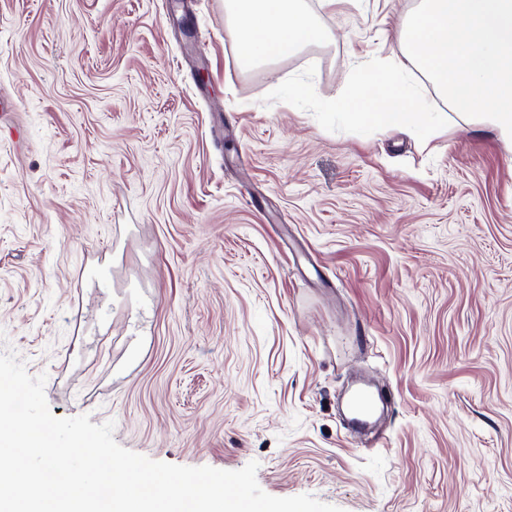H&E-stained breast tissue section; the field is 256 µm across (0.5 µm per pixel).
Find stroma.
<instances>
[{
	"label": "stroma",
	"instance_id": "35a3bbf8",
	"mask_svg": "<svg viewBox=\"0 0 512 512\" xmlns=\"http://www.w3.org/2000/svg\"><path fill=\"white\" fill-rule=\"evenodd\" d=\"M418 2L302 0L326 40L246 70L224 0H0V352L54 416L343 512H512V145L423 77L425 143L263 102L401 54ZM359 373L393 401L354 436Z\"/></svg>",
	"mask_w": 512,
	"mask_h": 512
}]
</instances>
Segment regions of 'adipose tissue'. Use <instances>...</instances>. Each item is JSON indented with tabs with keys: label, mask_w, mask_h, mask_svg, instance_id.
<instances>
[{
	"label": "adipose tissue",
	"mask_w": 512,
	"mask_h": 512,
	"mask_svg": "<svg viewBox=\"0 0 512 512\" xmlns=\"http://www.w3.org/2000/svg\"><path fill=\"white\" fill-rule=\"evenodd\" d=\"M235 27V48L246 66H262L297 52L323 33L300 0H225Z\"/></svg>",
	"instance_id": "adipose-tissue-1"
}]
</instances>
